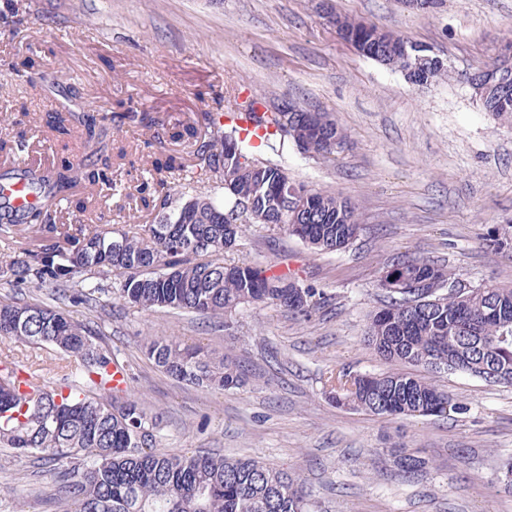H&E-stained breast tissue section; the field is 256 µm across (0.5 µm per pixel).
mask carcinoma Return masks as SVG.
Here are the masks:
<instances>
[{
  "mask_svg": "<svg viewBox=\"0 0 512 512\" xmlns=\"http://www.w3.org/2000/svg\"><path fill=\"white\" fill-rule=\"evenodd\" d=\"M339 34L362 56L400 72L410 69L428 85L448 78L444 60L416 43L380 30L362 19L337 16ZM475 99L499 119L512 121V72L479 67L469 76ZM225 112H241L266 130V147L278 153L293 144L317 160L348 144L347 133L327 112H310L292 102L284 111L263 110L251 96ZM234 122L220 125L206 116L201 126L172 134L194 146L191 159L167 154L152 160L159 175L158 196L143 199L156 213L155 223L136 224L131 231L91 229V241L107 255L103 263L81 248L70 251L48 239L28 260L5 269L14 276L58 281L79 269L110 273L119 281L118 298L144 311L158 309L229 319L246 305L274 304L296 318H309L323 291L303 286L286 272L245 262L226 263L220 256L226 239H236L248 224H262L297 236L314 253L348 246L362 230L350 199L331 190L312 189L290 179L277 161L258 155L250 138L241 137ZM193 168L213 173L224 189V202L204 193L187 196L167 188L165 174ZM27 190L40 205L13 215L3 201L0 231L28 224L54 234L57 199L72 183L94 185L95 163L67 162L54 172L27 170ZM299 189L305 209L292 219L284 203ZM484 245L512 256V235L493 227ZM388 280L378 279L383 304L370 314L367 342L393 369L363 375L346 368L328 372L325 386L339 406L377 416H442L467 407L452 402L448 392L403 365L429 373H462L489 383L512 385V286L472 284L455 292L454 270L436 261L401 255L386 265ZM100 332L66 311L41 303L0 300V337L32 345H49L74 358V364H39L19 374L10 368L0 377V447L20 455L61 460L77 456L81 463L62 478L75 512H315L316 502L303 483L282 469L254 458L198 454L171 456L154 448L160 419L150 415L139 397L112 394V354L93 342ZM149 355L179 382L221 389L245 385V374L227 357L210 358L183 347L171 336L154 335ZM56 371L63 384L41 385L44 373ZM426 461L401 452L402 476L421 472Z\"/></svg>",
  "mask_w": 512,
  "mask_h": 512,
  "instance_id": "1",
  "label": "carcinoma"
}]
</instances>
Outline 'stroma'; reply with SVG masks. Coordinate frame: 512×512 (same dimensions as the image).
<instances>
[{"instance_id":"stroma-1","label":"stroma","mask_w":512,"mask_h":512,"mask_svg":"<svg viewBox=\"0 0 512 512\" xmlns=\"http://www.w3.org/2000/svg\"><path fill=\"white\" fill-rule=\"evenodd\" d=\"M324 1L432 50L451 77L415 86L360 56L324 20ZM509 38L512 0H442L430 12L401 0H0V137L12 141L11 158L51 171L79 160L77 136L48 128L58 112L94 113L127 151L113 158L108 187H71L63 223L77 224L80 200L101 229L152 222L141 203L155 188L151 157L190 151L173 128L223 111L226 94L262 93L331 113L346 130L351 147L331 160L293 146L278 160L296 181L349 198L365 226L346 248L315 254L254 224L225 252V262L281 266L322 288L329 302L307 320L250 305L228 331L220 319L120 301L102 273L71 282L94 290L90 306L60 298L55 283L10 275H0V298L57 304L98 325L129 388L162 419L159 452L259 458L304 482L319 512H512L497 481L512 458V386L442 373L435 383L465 412L392 418L337 406L323 385L342 367L388 371L366 342L387 258L411 253L474 284L512 286V257L481 241L512 225V126L480 107L466 79ZM156 333L232 358L246 386L174 380L146 351ZM402 448L428 462L410 480L394 463ZM62 468L0 448V512H73Z\"/></svg>"}]
</instances>
